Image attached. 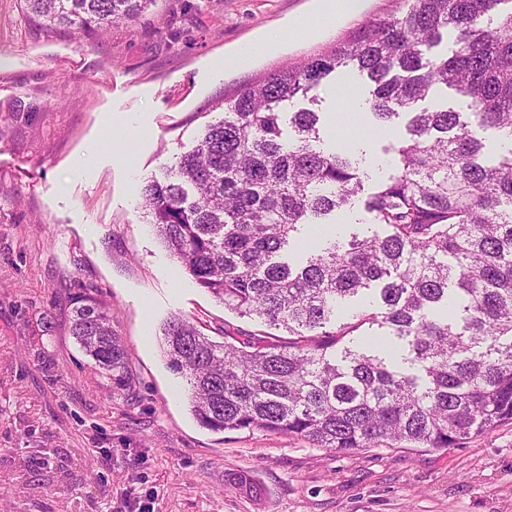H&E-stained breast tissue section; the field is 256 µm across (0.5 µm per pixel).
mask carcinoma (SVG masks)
<instances>
[{"label": "carcinoma", "mask_w": 512, "mask_h": 512, "mask_svg": "<svg viewBox=\"0 0 512 512\" xmlns=\"http://www.w3.org/2000/svg\"><path fill=\"white\" fill-rule=\"evenodd\" d=\"M22 2L44 33L90 36L156 0ZM445 33L453 48L440 54ZM339 69L374 84L376 122L409 116L385 148L395 172L368 194L360 159L320 147L317 113H292L296 137H283L282 105ZM448 89L466 111L421 106ZM490 131L512 137V0H403L224 99L194 149L145 182L143 208L199 286L288 337L226 324L217 342L183 317L164 325L201 426L345 452L455 448L512 421V148L482 162ZM358 203L382 232L325 242L296 267L283 257L301 226ZM71 333L127 385L92 294L77 298Z\"/></svg>", "instance_id": "obj_1"}]
</instances>
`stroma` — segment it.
<instances>
[{
	"label": "stroma",
	"instance_id": "1",
	"mask_svg": "<svg viewBox=\"0 0 512 512\" xmlns=\"http://www.w3.org/2000/svg\"><path fill=\"white\" fill-rule=\"evenodd\" d=\"M314 0H157L133 22L87 37L44 35L19 0H0V512H512V421L459 448L329 451L262 431L214 432L190 412L163 353L182 315L213 340L225 323L261 333L201 288L142 208L162 175L222 118L218 99L334 47L293 37ZM286 39L235 65L244 42ZM222 63L215 71L214 63ZM361 77L331 76L289 102L319 115L322 148L372 116ZM403 121L366 141L371 181L394 171L385 148ZM126 151V160L115 159ZM362 206L306 227L292 243L370 227ZM111 311L131 378L116 389L71 334L77 296ZM258 486L241 489L238 479Z\"/></svg>",
	"mask_w": 512,
	"mask_h": 512
}]
</instances>
